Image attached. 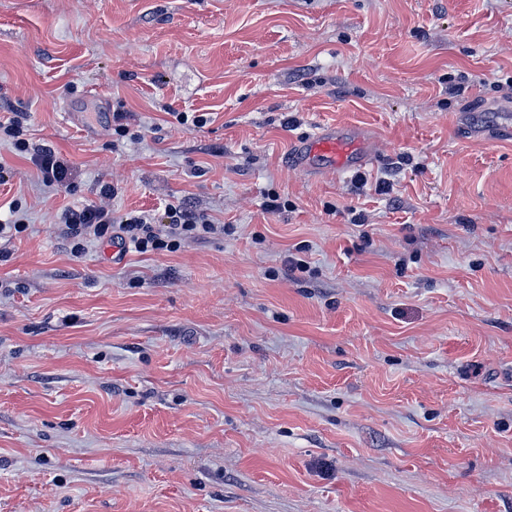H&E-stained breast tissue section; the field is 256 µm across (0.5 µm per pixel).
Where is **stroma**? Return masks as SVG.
<instances>
[{"instance_id":"35a3bbf8","label":"stroma","mask_w":512,"mask_h":512,"mask_svg":"<svg viewBox=\"0 0 512 512\" xmlns=\"http://www.w3.org/2000/svg\"><path fill=\"white\" fill-rule=\"evenodd\" d=\"M8 112L0 512H512V0H0ZM105 182L225 233L73 258ZM23 131L17 116L5 119L0 116V142L2 140L9 142L19 153H28L29 150H33L31 157L41 173L42 183L47 187L66 191L70 187V183L67 182V161L48 145L40 144L31 147L26 138H21L24 135ZM374 147V141L359 129L328 126L296 140L291 162L298 169L338 175L366 166L375 156ZM10 218L2 220L0 216V241H10L17 236L27 232L30 224L27 222L24 214L21 212V204L12 201L9 204Z\"/></svg>"}]
</instances>
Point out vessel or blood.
Returning <instances> with one entry per match:
<instances>
[{
	"label": "vessel or blood",
	"mask_w": 512,
	"mask_h": 512,
	"mask_svg": "<svg viewBox=\"0 0 512 512\" xmlns=\"http://www.w3.org/2000/svg\"><path fill=\"white\" fill-rule=\"evenodd\" d=\"M374 142L361 130L341 126L321 128L313 136L294 142L295 168L341 174L366 166L374 157Z\"/></svg>",
	"instance_id": "obj_1"
}]
</instances>
